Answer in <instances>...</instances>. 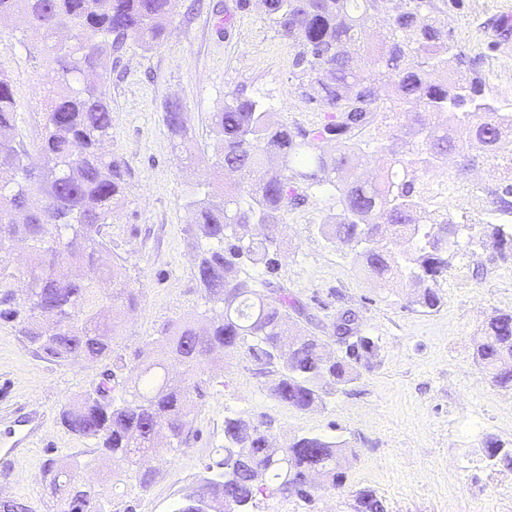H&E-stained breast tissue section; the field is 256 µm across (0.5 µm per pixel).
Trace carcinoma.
Returning <instances> with one entry per match:
<instances>
[{"mask_svg": "<svg viewBox=\"0 0 512 512\" xmlns=\"http://www.w3.org/2000/svg\"><path fill=\"white\" fill-rule=\"evenodd\" d=\"M266 18L296 48L295 66L311 75L303 86L306 103L324 112L311 127L270 120L262 105L244 95L224 101L212 114L216 168L254 175L249 182L224 183L192 202L189 231L198 252L195 279L209 311L218 315L201 327L168 322L153 340V355L133 366V386L116 394L104 378L91 392L62 406L61 423L94 441L99 456L131 470L143 490L154 479L153 460L176 455L195 434L197 373L218 352L242 350L263 367L275 368L269 395L300 411L321 402L338 385L354 379L356 367L375 350L358 335L356 319L342 314L334 330L353 336L341 356H329L290 313L303 309L270 280L260 291L238 276V261L275 270L281 215L307 201L306 189L334 188L340 212L320 227L330 242L364 245L365 271L381 280L417 288L411 303L434 309L439 280L448 271V252L459 223L448 212L422 220L425 190L438 166L453 156L455 178L467 184V163L492 164L502 175L482 188L489 211L512 217V162L501 163L502 143L512 137V109L486 101L476 59L454 39L448 14L435 0H260ZM40 36L56 65V88L44 105L37 145L39 174L29 178L30 149L17 133L9 77L0 72V269L12 246L29 248L31 296L16 301L0 293V319L54 362L107 358L122 332V314L136 292L118 259L106 261L102 227L123 195L128 165L104 151L111 137L112 107L93 82L105 56L132 38L160 46L171 23V0H0V25L15 17ZM404 114L401 133L373 151L378 175L357 172L367 155L366 136L391 114ZM164 124L185 143L182 105L166 104ZM258 226L259 238L239 233ZM484 236L497 252L512 253V223L487 224ZM416 240L397 263L386 246L395 238ZM477 362L500 388L512 389V312L489 317L474 342ZM185 366L188 381L162 375L167 359ZM266 421L224 417V446L206 465L210 476L186 495L174 512H250L266 492L308 499L309 476L334 488L343 485L353 449L318 435L293 439L287 452L266 451ZM490 467H512V448L488 438L481 448ZM54 512H104L94 490L77 484L71 470L52 481ZM360 512H384L370 490L358 493Z\"/></svg>", "mask_w": 512, "mask_h": 512, "instance_id": "1", "label": "carcinoma"}]
</instances>
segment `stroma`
Listing matches in <instances>:
<instances>
[{"instance_id": "obj_1", "label": "stroma", "mask_w": 512, "mask_h": 512, "mask_svg": "<svg viewBox=\"0 0 512 512\" xmlns=\"http://www.w3.org/2000/svg\"><path fill=\"white\" fill-rule=\"evenodd\" d=\"M173 0L167 40L148 46L127 40L107 59L99 81L112 107L106 148L130 167L112 222L103 229L112 254L139 290L134 311L110 358L52 362L0 320V502L17 512H52L56 466L80 463L112 512H172L205 476L224 443V418L264 416L271 444L319 435L354 448L345 485L317 486L311 501L274 495L257 512H358L357 494L370 490L386 512H512V469L489 468L486 438L512 444V390L494 385L476 361L473 339L487 317L512 310V261L484 243L483 200L459 195L449 206L467 227L452 247L448 273L433 310L411 305L412 288L369 277L356 248L328 243L318 230L339 206L333 191L314 187L303 206L284 212L279 226L276 283L305 308L301 325L326 352L341 354L333 323L352 312L361 335L376 345L357 378L339 385L323 405L307 411L270 398L271 374L246 352L205 363L197 399L198 432L183 452L154 464L149 490L135 478L118 481L91 441L58 419L66 400L104 375L127 380L153 350L159 328L204 312L188 232L194 200L217 180L212 114L243 94L264 103L275 120L310 126L321 119L301 97L302 77L291 42L270 26L258 5L239 0ZM459 45L480 63L488 98L512 99V0H447ZM23 23L0 26V68L7 71L21 114L19 130L32 141L54 64ZM186 113L188 140L175 145L162 120L169 101ZM192 161L180 162L183 150Z\"/></svg>"}]
</instances>
